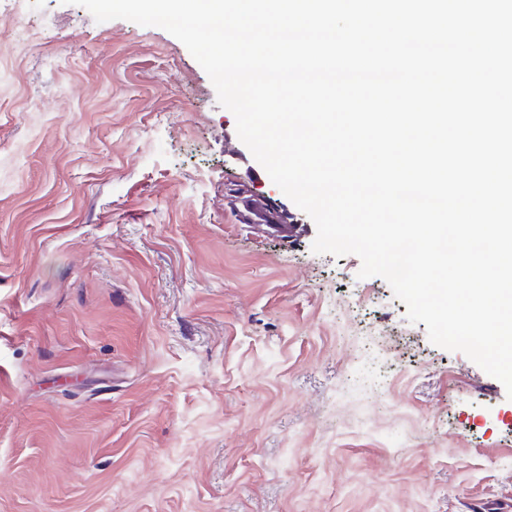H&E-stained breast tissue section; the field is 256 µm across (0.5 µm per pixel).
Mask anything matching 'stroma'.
<instances>
[{"instance_id": "35a3bbf8", "label": "stroma", "mask_w": 512, "mask_h": 512, "mask_svg": "<svg viewBox=\"0 0 512 512\" xmlns=\"http://www.w3.org/2000/svg\"><path fill=\"white\" fill-rule=\"evenodd\" d=\"M316 234L167 31L0 0V512H512L503 384ZM255 214L258 215L264 224H267L275 232L281 234L282 237H291L296 229L295 224H288V217L278 212H271L265 210L262 207L257 206L255 208Z\"/></svg>"}]
</instances>
